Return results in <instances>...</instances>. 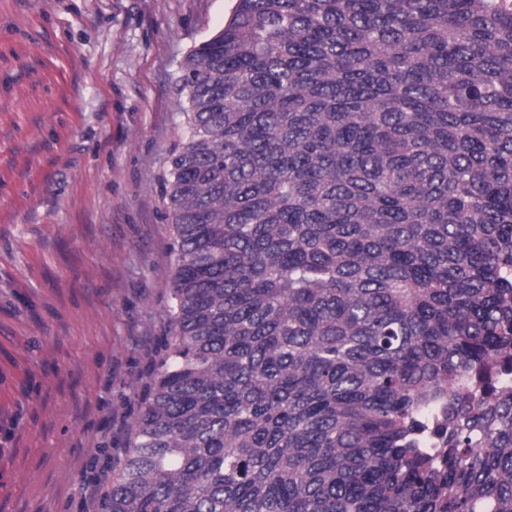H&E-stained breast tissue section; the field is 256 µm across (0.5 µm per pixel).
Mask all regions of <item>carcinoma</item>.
I'll return each instance as SVG.
<instances>
[{
    "label": "carcinoma",
    "instance_id": "1",
    "mask_svg": "<svg viewBox=\"0 0 512 512\" xmlns=\"http://www.w3.org/2000/svg\"><path fill=\"white\" fill-rule=\"evenodd\" d=\"M175 91L170 335L100 512H512V0H236Z\"/></svg>",
    "mask_w": 512,
    "mask_h": 512
}]
</instances>
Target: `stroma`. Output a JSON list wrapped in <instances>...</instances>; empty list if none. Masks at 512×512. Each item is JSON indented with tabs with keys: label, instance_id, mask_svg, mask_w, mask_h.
Wrapping results in <instances>:
<instances>
[{
	"label": "stroma",
	"instance_id": "35a3bbf8",
	"mask_svg": "<svg viewBox=\"0 0 512 512\" xmlns=\"http://www.w3.org/2000/svg\"><path fill=\"white\" fill-rule=\"evenodd\" d=\"M235 0H0V512H81L168 332L180 62Z\"/></svg>",
	"mask_w": 512,
	"mask_h": 512
}]
</instances>
